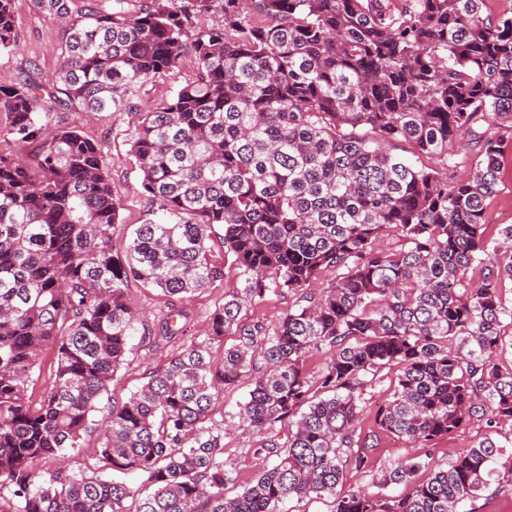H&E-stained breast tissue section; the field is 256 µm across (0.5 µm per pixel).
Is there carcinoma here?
Returning <instances> with one entry per match:
<instances>
[{
  "label": "carcinoma",
  "instance_id": "obj_1",
  "mask_svg": "<svg viewBox=\"0 0 512 512\" xmlns=\"http://www.w3.org/2000/svg\"><path fill=\"white\" fill-rule=\"evenodd\" d=\"M30 2L65 23L67 52L50 77L31 64L0 87V138L40 141L34 169L0 153V512H288L304 498L329 499L330 512H476L499 469L512 474L497 439L512 423L500 361L512 349V224L494 236L486 224L499 130L512 131V15L491 17L485 0H151L135 13L86 0L76 15L70 0ZM16 45L12 0H0V53ZM185 52L197 80L131 137L156 210L122 263L101 149L53 117L124 107ZM464 146L471 172L458 178ZM217 225L238 287L202 339L94 420L144 326L128 279L180 299L211 287L224 277L208 255ZM387 228L400 248H376ZM330 268L336 283L315 292ZM269 293L297 299L271 327L243 319ZM183 317L172 311L146 339L170 342ZM226 335L236 343L216 365ZM49 345L52 383L35 399ZM314 355L325 363L312 375ZM395 365L383 431L418 448L475 422L482 435L445 468L409 456L372 474L378 491L343 494L348 469L370 472L377 438L361 416ZM244 377L236 417L259 435L264 466L231 496L213 409ZM91 428L94 463L38 468L71 457ZM55 350L53 347H46L40 356L39 367L35 370L32 376V384L30 386V393H33L34 398H39L44 390L49 387L55 363Z\"/></svg>",
  "mask_w": 512,
  "mask_h": 512
}]
</instances>
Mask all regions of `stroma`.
<instances>
[{
  "label": "stroma",
  "mask_w": 512,
  "mask_h": 512,
  "mask_svg": "<svg viewBox=\"0 0 512 512\" xmlns=\"http://www.w3.org/2000/svg\"><path fill=\"white\" fill-rule=\"evenodd\" d=\"M14 24L18 35L15 50L0 54V86L13 84L21 67L34 62L42 76L48 77L55 71L65 52L63 25L60 21L37 14L30 0H13ZM197 77V67L192 54H185L164 76L145 83L132 99L131 106L112 112H103L85 117L79 112L61 114L60 119L68 125L80 127L83 134L100 144L104 163L112 182V194L120 204L121 222L112 237L115 257H124L137 224L145 219L152 204L140 191V172L131 152L130 133L139 125L144 112L169 99L172 94ZM504 150L507 164L504 168L498 191L487 212L490 226L512 224V134H506ZM236 285L232 276L213 284L211 288L195 294L190 300L181 301L160 294L153 288L145 287L140 281L129 280L127 296L132 306L141 312L147 325H154L169 310L184 311L185 333L182 343H190L199 336L210 314L224 302L225 293ZM130 351L123 366L113 378L109 393L101 403L102 410L122 405L131 393L136 391L150 372L167 363L174 346L155 348L143 344L140 336H133ZM255 435L237 429L228 430L224 436V456L233 462L238 485L250 482L261 466L252 453ZM413 449L405 442L391 435H381L379 445L371 453V471L363 473L348 470L343 490L369 483L371 472H376L398 460L412 455Z\"/></svg>",
  "instance_id": "stroma-1"
}]
</instances>
